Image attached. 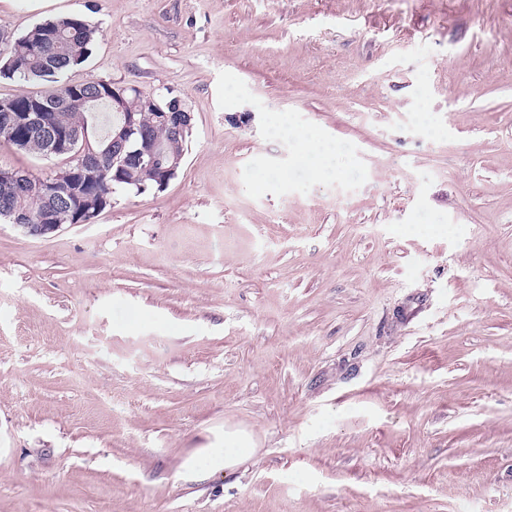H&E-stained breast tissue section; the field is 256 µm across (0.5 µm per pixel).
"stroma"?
<instances>
[{
	"label": "stroma",
	"instance_id": "obj_1",
	"mask_svg": "<svg viewBox=\"0 0 512 512\" xmlns=\"http://www.w3.org/2000/svg\"><path fill=\"white\" fill-rule=\"evenodd\" d=\"M63 15L100 30L66 81L192 127L165 188L0 223V512H512V0H0V31ZM288 133L296 136L299 141L300 149L297 154V161L309 166L312 173L319 176L321 173L318 164L319 159L328 156L335 149V146L314 132L305 133L288 129Z\"/></svg>",
	"mask_w": 512,
	"mask_h": 512
}]
</instances>
